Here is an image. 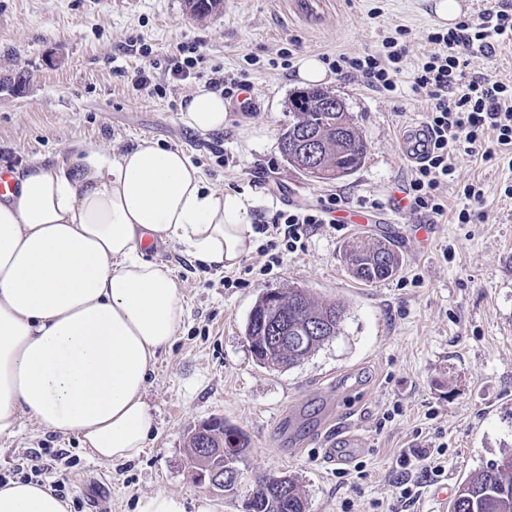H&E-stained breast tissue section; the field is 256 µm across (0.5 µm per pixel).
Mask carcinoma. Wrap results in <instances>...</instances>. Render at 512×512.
<instances>
[{
  "label": "carcinoma",
  "mask_w": 512,
  "mask_h": 512,
  "mask_svg": "<svg viewBox=\"0 0 512 512\" xmlns=\"http://www.w3.org/2000/svg\"><path fill=\"white\" fill-rule=\"evenodd\" d=\"M192 17L206 18L223 7V0H186ZM331 94L311 88L294 95L289 102L293 121L281 135L280 148L288 165L304 172L298 162L302 141L309 134L318 140L321 165L330 178H343L357 170L367 154L362 130L349 112H324L321 103ZM343 263L357 280L372 283L391 278L400 269L399 254L386 240L371 243L355 241L343 250ZM346 304L341 300L318 302L309 290L291 286L261 293L256 299L245 326V338L256 362H267L265 325L288 320V337L299 338L288 345L285 367L301 364L326 341L336 336L345 320ZM236 438L237 456L244 460L248 441L236 428L216 421L204 433L189 437L193 467L205 458L212 463L224 461L225 440ZM512 465V450L487 463L462 480L456 490L453 512H512V471L502 472L499 465ZM251 512H306L307 499L295 479L282 475L250 487Z\"/></svg>",
  "instance_id": "cac0c4a2"
}]
</instances>
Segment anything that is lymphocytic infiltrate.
I'll use <instances>...</instances> for the list:
<instances>
[{
  "label": "lymphocytic infiltrate",
  "mask_w": 512,
  "mask_h": 512,
  "mask_svg": "<svg viewBox=\"0 0 512 512\" xmlns=\"http://www.w3.org/2000/svg\"><path fill=\"white\" fill-rule=\"evenodd\" d=\"M405 34V29L396 28L383 38L378 50L358 56L337 55L330 68L340 76L359 74L373 91L395 93L408 53ZM429 38L439 50L417 65L410 90L430 104L426 125L431 149L413 169L404 192L412 209L441 216L448 209L444 189L454 177L457 143H465L467 153L481 154L483 159L512 162V83L465 73L469 57L512 45V10L485 11L478 19L436 30ZM338 207L339 201L333 197L318 207L278 211L272 224L256 225V232L268 237L257 251L260 275H270L281 267L285 253L304 250L312 229L334 224ZM443 454V448L437 447L417 448L400 456L397 487L404 505L418 498L424 478L444 474Z\"/></svg>",
  "instance_id": "f902f5d3"
}]
</instances>
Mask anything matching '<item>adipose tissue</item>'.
<instances>
[{"instance_id": "adipose-tissue-1", "label": "adipose tissue", "mask_w": 512, "mask_h": 512, "mask_svg": "<svg viewBox=\"0 0 512 512\" xmlns=\"http://www.w3.org/2000/svg\"><path fill=\"white\" fill-rule=\"evenodd\" d=\"M221 92L201 85L181 112L195 133H222ZM0 201V438L23 420L77 435L99 460L141 454L154 428L145 400L158 354L185 311L145 239L182 246L221 268L249 250L244 195L207 185L181 150L139 140L77 164L36 161ZM50 484H0V512H71Z\"/></svg>"}]
</instances>
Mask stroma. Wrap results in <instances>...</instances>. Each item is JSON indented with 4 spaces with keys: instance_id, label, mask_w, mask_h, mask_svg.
Returning a JSON list of instances; mask_svg holds the SVG:
<instances>
[{
    "instance_id": "1",
    "label": "stroma",
    "mask_w": 512,
    "mask_h": 512,
    "mask_svg": "<svg viewBox=\"0 0 512 512\" xmlns=\"http://www.w3.org/2000/svg\"><path fill=\"white\" fill-rule=\"evenodd\" d=\"M325 16L308 22L286 0H224L222 9L193 19L185 0H0V76L29 72L23 94L0 92V168L41 158L76 163L82 147L104 150L150 138L187 153L209 186L256 199L254 224L272 223L289 204L319 206L341 196V209L378 201L370 224L317 227L304 251L288 254L265 280L246 274L254 250L229 269L157 243L148 260L169 265L185 316L160 354L146 387L155 427L143 453L98 461L76 436L25 423L0 439V475L11 476L33 452H65L68 463L44 479L73 502V512H135L138 498L179 495L186 512H243L252 480L291 475L300 481L308 512H436V489L460 480L512 446V199L504 184L512 169L464 153L445 194L440 217L394 208L396 187L413 166L401 156L409 125L423 121L425 101L372 91L360 76H333L328 92L342 100L368 150L348 177L320 182L293 170L280 137L299 92L294 69L272 68L279 50L294 57L357 54L378 49L396 27L407 29L405 72L437 52L429 35L439 22L426 0H330ZM150 48L142 56L135 42ZM199 43L198 71L221 66L244 76L255 105L229 112L224 132L202 137L180 119L197 80L173 81L168 59L178 44ZM153 66L162 95L134 91L137 68ZM481 183L484 201L471 223H456L465 184ZM429 225L425 242L410 231ZM401 258L392 278L365 284L344 266L345 245L380 238L381 226ZM240 279L237 287L225 278ZM316 299L343 300L338 336L305 361L269 370L244 338L260 292L288 286ZM220 418L242 430L249 447L243 479L219 492L190 473L188 437ZM364 476L338 478L327 445ZM443 445L445 473L402 508L394 481L401 451Z\"/></svg>"
}]
</instances>
